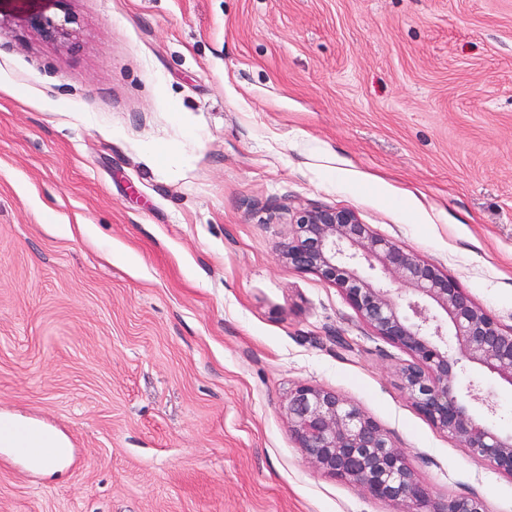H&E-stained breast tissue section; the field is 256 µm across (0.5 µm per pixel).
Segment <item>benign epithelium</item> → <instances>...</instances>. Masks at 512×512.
Masks as SVG:
<instances>
[{
	"instance_id": "benign-epithelium-1",
	"label": "benign epithelium",
	"mask_w": 512,
	"mask_h": 512,
	"mask_svg": "<svg viewBox=\"0 0 512 512\" xmlns=\"http://www.w3.org/2000/svg\"><path fill=\"white\" fill-rule=\"evenodd\" d=\"M75 18L28 17L41 39L75 38ZM281 257L301 272L340 288L375 335L410 353L399 371L402 389L434 426L468 454L512 476V435L476 417L474 388L458 376L476 365L512 387V329H503L448 274L374 233L349 209L301 208ZM290 431L317 469L366 490L402 512H483L477 498L430 506L404 455L379 424L336 391L301 384L284 405Z\"/></svg>"
}]
</instances>
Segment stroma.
Instances as JSON below:
<instances>
[{"mask_svg": "<svg viewBox=\"0 0 512 512\" xmlns=\"http://www.w3.org/2000/svg\"><path fill=\"white\" fill-rule=\"evenodd\" d=\"M71 13L47 42L30 13ZM0 512H398L312 466L300 384L375 419L433 503L512 477L400 386L405 350L280 258L299 208L362 223L512 328V0H0ZM472 411L512 433L473 366ZM75 18L65 15L61 20L54 21L42 12L32 13L28 17L31 30L42 40L65 44L75 38L77 30L72 27ZM0 446L3 448H26L41 467L52 465L55 460L42 453L41 448H65L66 443L38 428L22 427L8 418L0 419Z\"/></svg>", "mask_w": 512, "mask_h": 512, "instance_id": "35a3bbf8", "label": "stroma"}]
</instances>
